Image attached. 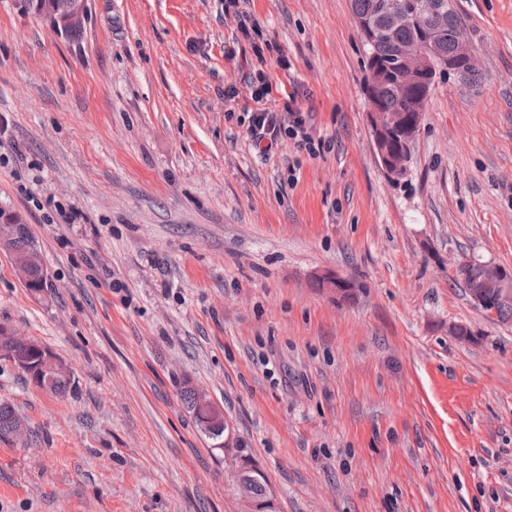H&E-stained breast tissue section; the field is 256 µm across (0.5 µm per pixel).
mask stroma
<instances>
[{"label":"stroma","instance_id":"1","mask_svg":"<svg viewBox=\"0 0 512 512\" xmlns=\"http://www.w3.org/2000/svg\"><path fill=\"white\" fill-rule=\"evenodd\" d=\"M224 2L89 0L65 36L0 0V208L47 272L33 293L0 250V325L72 380L0 360L38 434L0 442V512H245L238 455L276 512H512V322L454 281L464 257L512 266V0H452L478 76L436 82L399 179L352 0ZM243 18L321 156L252 145L224 95L256 63ZM181 396L186 408L192 412L209 438L218 440L223 437L224 433L227 431V436L225 435L224 439V449L225 451H229L231 447H233V437L228 424L224 422L222 412L217 408L216 415L221 417V420L215 422V418L210 416L207 411L200 410L195 404L194 388L191 386H185L181 392Z\"/></svg>","mask_w":512,"mask_h":512}]
</instances>
